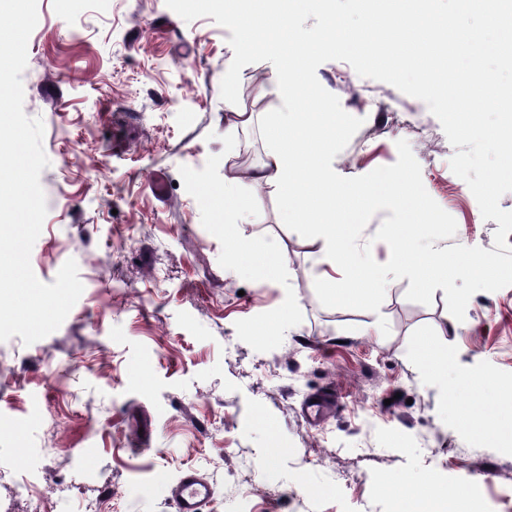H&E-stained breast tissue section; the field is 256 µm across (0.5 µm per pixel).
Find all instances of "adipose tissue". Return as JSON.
<instances>
[{"instance_id": "ef3b65f1", "label": "adipose tissue", "mask_w": 512, "mask_h": 512, "mask_svg": "<svg viewBox=\"0 0 512 512\" xmlns=\"http://www.w3.org/2000/svg\"><path fill=\"white\" fill-rule=\"evenodd\" d=\"M288 4L289 0H224L228 21L237 22L244 15L251 19L240 31L239 53L271 62V84L284 100L310 103L307 111L293 113L269 131L265 157L249 173V191H238L236 171L225 173L224 223L245 224L258 218L257 189L274 187L289 218L317 220L319 262L332 271L328 281L337 304L360 305L377 292L379 281L355 244L351 211L367 205L371 193L360 184L336 179L329 162L341 124L336 99L302 77L297 57L305 49L288 18ZM395 512H464V497L432 487L396 498Z\"/></svg>"}]
</instances>
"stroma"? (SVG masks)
<instances>
[{
    "label": "stroma",
    "mask_w": 512,
    "mask_h": 512,
    "mask_svg": "<svg viewBox=\"0 0 512 512\" xmlns=\"http://www.w3.org/2000/svg\"><path fill=\"white\" fill-rule=\"evenodd\" d=\"M22 74L41 118L48 213L31 252L54 283L68 259L83 293L58 330L0 342V512H176L187 467L213 495L202 512H390L379 487L414 476L512 512V286L481 291L464 321L390 281L379 312L339 309L317 262V223L289 222L264 188L257 223L224 227V174L253 167L266 132L305 111L268 89L270 67L235 57L218 0H37ZM320 84L362 126L333 161L356 177L407 140L431 197L457 222L443 249H492L454 148L425 103L343 61ZM256 113L250 139L224 138V84ZM277 248L279 279L230 269L238 236ZM290 310L289 330L278 315ZM385 318L389 336L364 333ZM451 352L448 382L422 346ZM335 389L311 425L302 406ZM498 436L487 441L469 418Z\"/></svg>",
    "instance_id": "1"
}]
</instances>
